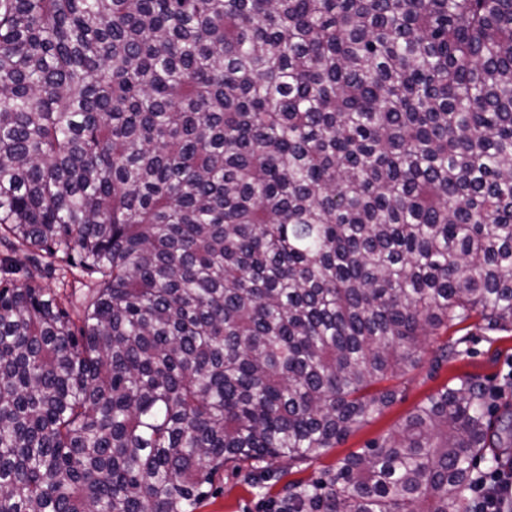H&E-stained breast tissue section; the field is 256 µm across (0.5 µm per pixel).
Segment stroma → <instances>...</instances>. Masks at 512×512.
<instances>
[{
    "instance_id": "stroma-1",
    "label": "stroma",
    "mask_w": 512,
    "mask_h": 512,
    "mask_svg": "<svg viewBox=\"0 0 512 512\" xmlns=\"http://www.w3.org/2000/svg\"><path fill=\"white\" fill-rule=\"evenodd\" d=\"M468 332L467 357L437 368L432 362L438 347L455 341L458 334L451 329L429 337L421 352L419 367L396 380L398 393L393 403L356 428L336 447L300 465L280 459L266 469L252 461L227 467L216 478L197 512H275L288 483L317 479L334 468L340 459L394 432L418 404L459 376L479 378L485 390L492 394L487 401V417L497 420L504 412L512 410V386L504 382L506 374L512 371V327L490 331L483 325L472 324Z\"/></svg>"
}]
</instances>
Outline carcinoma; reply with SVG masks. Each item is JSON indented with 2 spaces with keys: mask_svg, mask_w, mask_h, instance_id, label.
<instances>
[{
  "mask_svg": "<svg viewBox=\"0 0 512 512\" xmlns=\"http://www.w3.org/2000/svg\"><path fill=\"white\" fill-rule=\"evenodd\" d=\"M0 271V512L318 457L512 326V0H0ZM488 448L459 378L278 512H470ZM86 282L87 278H83L77 268L64 263L60 264L56 271L44 280V284L51 293H67L74 301L85 290Z\"/></svg>",
  "mask_w": 512,
  "mask_h": 512,
  "instance_id": "1",
  "label": "carcinoma"
}]
</instances>
